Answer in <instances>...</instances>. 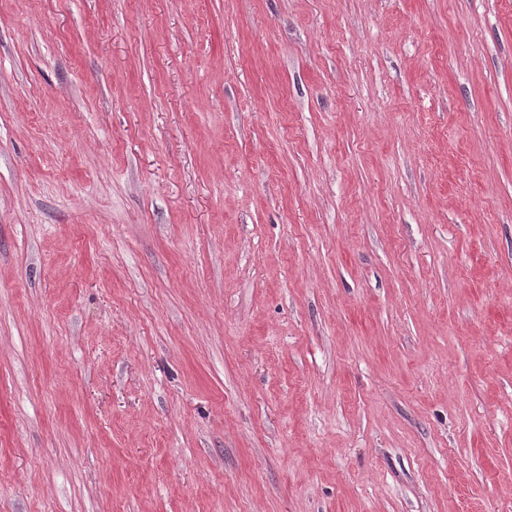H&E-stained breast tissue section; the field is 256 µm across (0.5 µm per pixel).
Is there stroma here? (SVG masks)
Here are the masks:
<instances>
[{
  "instance_id": "obj_1",
  "label": "stroma",
  "mask_w": 512,
  "mask_h": 512,
  "mask_svg": "<svg viewBox=\"0 0 512 512\" xmlns=\"http://www.w3.org/2000/svg\"><path fill=\"white\" fill-rule=\"evenodd\" d=\"M0 512H512V0H0Z\"/></svg>"
}]
</instances>
